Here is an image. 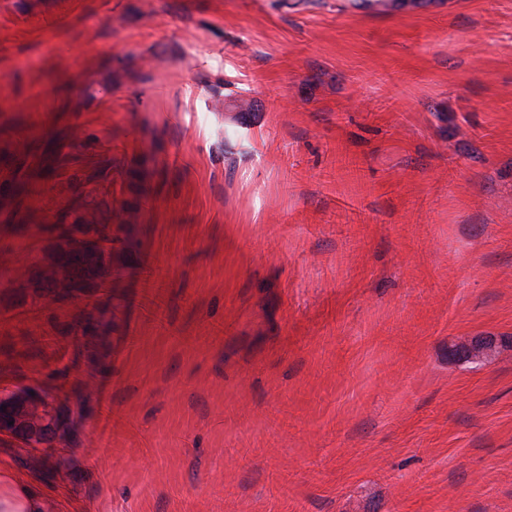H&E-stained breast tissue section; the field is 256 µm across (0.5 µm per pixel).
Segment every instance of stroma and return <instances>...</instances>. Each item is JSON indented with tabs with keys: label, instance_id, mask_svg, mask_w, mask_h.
<instances>
[{
	"label": "stroma",
	"instance_id": "35a3bbf8",
	"mask_svg": "<svg viewBox=\"0 0 512 512\" xmlns=\"http://www.w3.org/2000/svg\"><path fill=\"white\" fill-rule=\"evenodd\" d=\"M78 224L111 275L25 287ZM31 390L51 512H512V0H0ZM496 351L497 339L495 336H473L448 347V354L453 360L472 364L490 359Z\"/></svg>",
	"mask_w": 512,
	"mask_h": 512
}]
</instances>
